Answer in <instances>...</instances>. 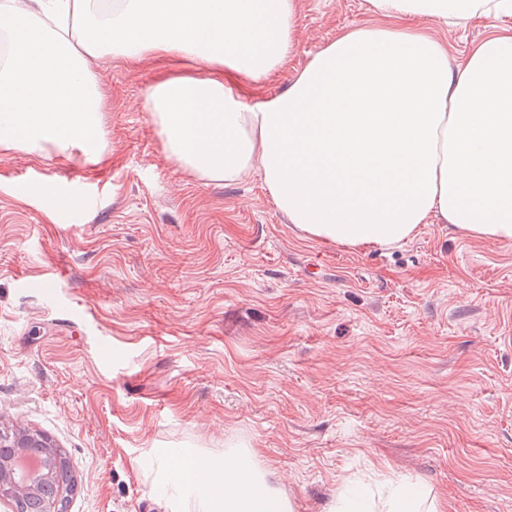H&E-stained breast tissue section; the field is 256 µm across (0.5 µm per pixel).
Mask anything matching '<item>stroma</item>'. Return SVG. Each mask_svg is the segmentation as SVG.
<instances>
[{"label": "stroma", "mask_w": 512, "mask_h": 512, "mask_svg": "<svg viewBox=\"0 0 512 512\" xmlns=\"http://www.w3.org/2000/svg\"><path fill=\"white\" fill-rule=\"evenodd\" d=\"M367 0H297L284 92ZM104 155L0 153V425L76 465L68 512H164L152 447L248 442L296 512L342 485L418 482L447 512H512V241L430 219L351 250L306 239L261 173L232 183L170 161L146 110L178 74L105 55ZM93 194L52 219L49 195Z\"/></svg>", "instance_id": "1"}]
</instances>
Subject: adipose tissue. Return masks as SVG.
<instances>
[{
    "label": "adipose tissue",
    "instance_id": "1",
    "mask_svg": "<svg viewBox=\"0 0 512 512\" xmlns=\"http://www.w3.org/2000/svg\"><path fill=\"white\" fill-rule=\"evenodd\" d=\"M372 23L341 33L288 89L240 95L293 49L296 0H0V151L98 161L104 101L93 60L164 55L185 73L146 107L161 147L201 178L261 172L301 236L389 248L438 217L512 241V0H368ZM485 22L457 65L417 19ZM161 503L182 512H295L247 445L213 454L154 449ZM328 512H445L431 492L387 479L345 490Z\"/></svg>",
    "mask_w": 512,
    "mask_h": 512
}]
</instances>
